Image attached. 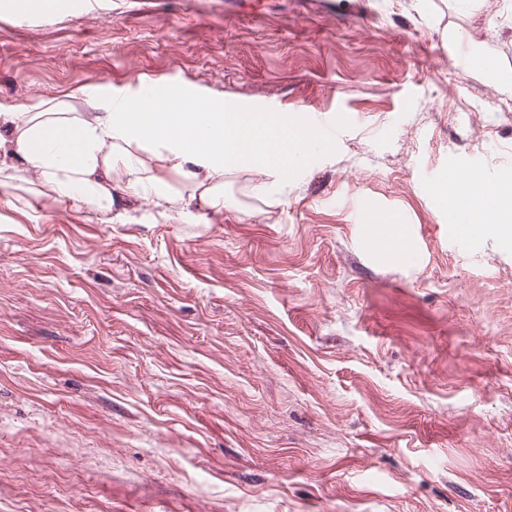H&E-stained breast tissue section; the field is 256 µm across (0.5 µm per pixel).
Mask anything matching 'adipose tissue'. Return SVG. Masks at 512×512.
I'll return each mask as SVG.
<instances>
[{"instance_id": "adipose-tissue-1", "label": "adipose tissue", "mask_w": 512, "mask_h": 512, "mask_svg": "<svg viewBox=\"0 0 512 512\" xmlns=\"http://www.w3.org/2000/svg\"><path fill=\"white\" fill-rule=\"evenodd\" d=\"M186 111L163 107L158 96L122 103L109 98L88 101L86 109L65 100L39 102L17 112L0 104V172L24 163L55 200L92 206L103 221L123 220L119 187L151 198L162 211L207 207L221 211L224 176L237 167H253L277 177L305 154L308 133H300L271 163L264 133L286 123L287 113L230 112L223 99L190 95ZM176 175L183 191H173ZM480 234L512 246V195L486 201Z\"/></svg>"}]
</instances>
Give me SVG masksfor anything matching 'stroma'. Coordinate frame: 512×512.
I'll return each instance as SVG.
<instances>
[{
    "label": "stroma",
    "instance_id": "1",
    "mask_svg": "<svg viewBox=\"0 0 512 512\" xmlns=\"http://www.w3.org/2000/svg\"><path fill=\"white\" fill-rule=\"evenodd\" d=\"M111 2L0 0V104L178 84L352 122L218 213L0 181V512H512V247L455 245L434 193L512 175V0ZM49 9L56 13L78 10L84 13H100L103 2L100 0H47ZM481 176L476 172H463L451 170L448 179L443 181L436 189V194L439 200L450 209L454 210L453 213H461L464 217L465 224L470 223L468 212L464 204V190L465 188L478 180ZM401 244L387 254L380 256L381 261L389 264H398L406 260L414 247V232L409 225H400Z\"/></svg>",
    "mask_w": 512,
    "mask_h": 512
}]
</instances>
